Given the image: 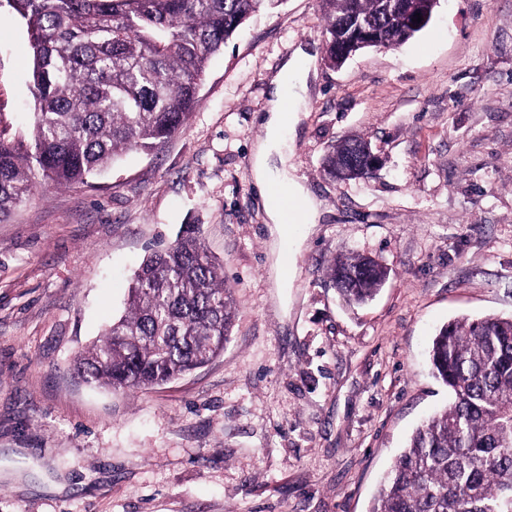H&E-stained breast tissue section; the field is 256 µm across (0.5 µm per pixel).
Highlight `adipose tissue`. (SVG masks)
Listing matches in <instances>:
<instances>
[{
  "label": "adipose tissue",
  "mask_w": 512,
  "mask_h": 512,
  "mask_svg": "<svg viewBox=\"0 0 512 512\" xmlns=\"http://www.w3.org/2000/svg\"><path fill=\"white\" fill-rule=\"evenodd\" d=\"M308 62L309 56L306 52H297L283 66L274 80L270 109L264 120L266 140L258 147L253 165L254 177L260 188L277 186L285 189L288 195L300 200L302 207L297 220L302 224L313 220L314 204L306 199L304 189L297 181L270 166L269 157L282 138L286 127L296 126L299 121L301 92L307 87Z\"/></svg>",
  "instance_id": "1"
}]
</instances>
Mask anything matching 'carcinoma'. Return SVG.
Returning <instances> with one entry per match:
<instances>
[{
    "instance_id": "cac0c4a2",
    "label": "carcinoma",
    "mask_w": 512,
    "mask_h": 512,
    "mask_svg": "<svg viewBox=\"0 0 512 512\" xmlns=\"http://www.w3.org/2000/svg\"><path fill=\"white\" fill-rule=\"evenodd\" d=\"M282 0H12L32 50L34 112L27 133L0 128V219L38 186L77 187L132 152L183 132L199 104L210 58L250 16ZM327 58L336 63L350 21L367 22L374 47L415 35L411 11L432 0H323ZM350 137L330 147L324 171L368 178ZM342 299L363 304L388 270L359 253L327 271ZM236 318L232 289L188 225L149 254L126 311L77 353L73 371L114 391L146 389L190 372L224 349ZM429 360L453 402L420 425L370 512H512V318L461 317L442 326Z\"/></svg>"
}]
</instances>
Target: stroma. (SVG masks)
<instances>
[{"instance_id": "1", "label": "stroma", "mask_w": 512, "mask_h": 512, "mask_svg": "<svg viewBox=\"0 0 512 512\" xmlns=\"http://www.w3.org/2000/svg\"><path fill=\"white\" fill-rule=\"evenodd\" d=\"M322 0L253 16L210 61L186 130L0 223V512H369L452 401L428 349L458 317L512 316V0H440L396 49L326 61ZM314 60L288 169L317 207L276 246L251 175L272 81ZM25 26L0 8V123L33 110ZM370 141L373 178L323 172ZM198 225L238 314L223 352L146 390L83 383L73 356L124 309L143 257ZM389 269L346 305L341 254ZM295 264L280 271V256ZM365 144H367V140L362 137H350L332 145L324 159L326 174L342 181L370 177L373 173L367 169V166L359 163L354 168H350L347 165V158L351 150ZM347 170L350 171V175Z\"/></svg>"}]
</instances>
